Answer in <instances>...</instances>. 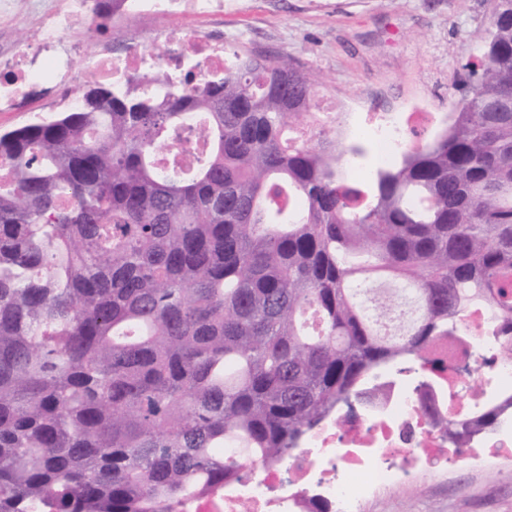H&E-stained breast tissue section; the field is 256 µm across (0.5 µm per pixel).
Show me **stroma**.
I'll use <instances>...</instances> for the list:
<instances>
[{"mask_svg": "<svg viewBox=\"0 0 512 512\" xmlns=\"http://www.w3.org/2000/svg\"><path fill=\"white\" fill-rule=\"evenodd\" d=\"M491 0H227L224 44L291 58L315 75V95L358 120L455 110ZM362 512H512V468L454 464L369 498Z\"/></svg>", "mask_w": 512, "mask_h": 512, "instance_id": "obj_1", "label": "stroma"}]
</instances>
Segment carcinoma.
<instances>
[{"label": "carcinoma", "mask_w": 512, "mask_h": 512, "mask_svg": "<svg viewBox=\"0 0 512 512\" xmlns=\"http://www.w3.org/2000/svg\"><path fill=\"white\" fill-rule=\"evenodd\" d=\"M478 40L455 111L363 181V139L283 142L316 77L252 52L0 134V512H186L377 370L443 371L425 351L476 304L512 359V0ZM400 298L419 317L385 335ZM497 419L435 426L464 448Z\"/></svg>", "instance_id": "obj_1"}]
</instances>
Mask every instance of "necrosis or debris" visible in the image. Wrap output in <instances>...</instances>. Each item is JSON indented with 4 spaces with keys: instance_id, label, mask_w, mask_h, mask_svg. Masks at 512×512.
<instances>
[{
    "instance_id": "1",
    "label": "necrosis or debris",
    "mask_w": 512,
    "mask_h": 512,
    "mask_svg": "<svg viewBox=\"0 0 512 512\" xmlns=\"http://www.w3.org/2000/svg\"><path fill=\"white\" fill-rule=\"evenodd\" d=\"M137 19L149 28L157 51H117L112 42L84 49L69 35L103 23L124 28ZM26 21L28 41L0 42V112H22L37 92L61 90L60 106H79L76 74L86 71L123 84L162 72L185 78V63L199 74L219 73L231 59L224 38L197 29V22L224 21V0H0V31ZM426 112H374L368 130L381 143L379 163L410 143ZM493 312L484 305L462 317L454 334L438 337L428 355L445 370L424 401L414 382L384 385L353 414L315 429L302 447L281 463L261 465L246 482L197 501L193 512H360L363 500L396 482L399 474L440 470L463 459L512 460V407L491 429L476 435L468 448H452L431 424L432 415L464 417L512 398V361L497 358Z\"/></svg>"
}]
</instances>
